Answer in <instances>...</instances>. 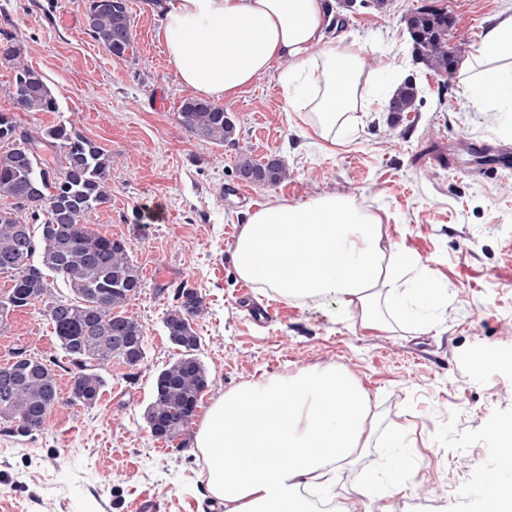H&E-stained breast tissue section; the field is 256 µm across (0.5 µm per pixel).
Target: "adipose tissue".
Instances as JSON below:
<instances>
[{
  "label": "adipose tissue",
  "instance_id": "obj_1",
  "mask_svg": "<svg viewBox=\"0 0 512 512\" xmlns=\"http://www.w3.org/2000/svg\"><path fill=\"white\" fill-rule=\"evenodd\" d=\"M325 0H158L156 37L180 82L216 103L234 101L276 74L287 109L325 141L352 130L363 103L364 48L329 34ZM474 64L480 105L512 110V18L491 26ZM233 262L239 277L289 302L359 311L383 324L375 288L420 268L413 286L389 295L409 322L441 300L419 256L385 252L382 222L350 199L273 197L247 213ZM369 399L346 372L312 368L261 379L213 399L194 437L211 495L224 512H305L301 487L324 489L336 465L365 446ZM295 451L283 464L280 451Z\"/></svg>",
  "mask_w": 512,
  "mask_h": 512
}]
</instances>
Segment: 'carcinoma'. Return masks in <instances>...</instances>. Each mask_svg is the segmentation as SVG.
I'll return each mask as SVG.
<instances>
[{
	"mask_svg": "<svg viewBox=\"0 0 512 512\" xmlns=\"http://www.w3.org/2000/svg\"><path fill=\"white\" fill-rule=\"evenodd\" d=\"M86 19L92 38L113 57L124 58L132 37H122L123 23H131L127 0H86ZM412 52L427 70L440 75L457 65L458 48L450 45L448 11L420 9L405 17ZM13 48V96L27 112H55L58 102L40 72L19 61ZM393 111L414 112L420 103L418 86L406 81L391 97ZM180 124L195 136L222 145L236 142L237 125L224 109L194 97L179 109ZM0 274L12 285L0 300V324L8 313L38 304L53 327L60 348L71 365L68 402L95 404L104 387L101 371L112 363H127L128 350L138 343L145 356V336L124 306L142 288L141 271L127 243L93 231L84 224L87 213L110 200L112 156L103 147L64 123L43 128L37 135L16 138L13 118L0 113ZM64 149L53 163L43 151ZM239 176L263 186L288 179L283 161L256 162L247 155L237 162ZM26 220L21 221L19 214ZM38 262H33V258ZM59 277L69 290L61 300L48 292L47 274ZM176 304L165 318L170 342L179 357L154 380L152 401L145 412L149 426L167 429L172 440L194 418L202 393L209 387L206 369L196 357L200 337L193 320L204 310V300L186 284L177 286ZM11 378L0 391V423L13 435H31L45 427L60 403L54 362L36 358L23 348L0 364V374Z\"/></svg>",
	"mask_w": 512,
	"mask_h": 512,
	"instance_id": "1",
	"label": "carcinoma"
}]
</instances>
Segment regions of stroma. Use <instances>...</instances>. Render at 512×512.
<instances>
[{"label": "stroma", "mask_w": 512, "mask_h": 512, "mask_svg": "<svg viewBox=\"0 0 512 512\" xmlns=\"http://www.w3.org/2000/svg\"><path fill=\"white\" fill-rule=\"evenodd\" d=\"M148 0H128L133 47L118 60L88 32L85 0H0V113L19 130L71 124L112 155L111 201L89 213L91 228L129 243L143 286L126 312L144 332L145 357L113 364L95 405L61 403L28 437L0 431V512H135L143 498L160 512H224L212 502L192 420L174 440L154 438L144 413L156 373L178 356L164 321L175 290L188 283L206 309L195 319L197 355L213 399L262 377L333 365L369 396L370 438L338 465L327 492L343 512H490L481 495L502 475L489 430L512 420V174L496 154L512 153L508 110H478L456 71L450 85L416 63L405 14L447 9L468 60L486 30L512 17V0H389L385 9H337L336 32L366 47L370 70L389 87L413 77L418 111L389 115L385 101L363 107L352 138L305 135L268 75L225 104L237 143L216 145L178 120L191 96L157 42ZM42 73L54 112H23L12 96L10 49ZM284 160L276 187L243 181L240 153ZM349 196L377 212L384 238L421 257L445 291L423 322L387 317L364 327L357 312L272 301V321L256 325L238 305L243 284L232 253L247 209L277 196L294 203L318 194ZM55 360L68 393V359L39 309L11 312L0 326V363L14 349Z\"/></svg>", "instance_id": "1"}]
</instances>
